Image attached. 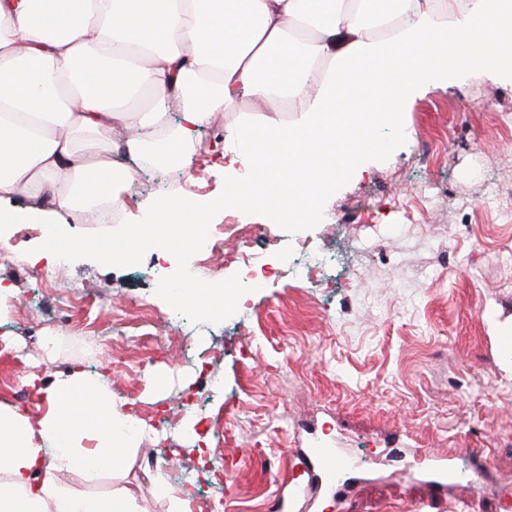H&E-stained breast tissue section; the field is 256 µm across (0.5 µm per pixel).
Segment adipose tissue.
Segmentation results:
<instances>
[{"label": "adipose tissue", "mask_w": 512, "mask_h": 512, "mask_svg": "<svg viewBox=\"0 0 512 512\" xmlns=\"http://www.w3.org/2000/svg\"><path fill=\"white\" fill-rule=\"evenodd\" d=\"M487 4L472 0L461 15L445 0L450 22L439 27L426 0H65L56 17L52 0H0V203L27 201L5 221L122 208L136 163L189 168L215 115L282 98L292 121L234 131L249 176L225 178L223 202L261 209L275 188L289 219L305 221L328 177L358 171L372 127L434 76L421 55L428 39L447 72L512 65V35L476 34ZM138 90L150 91L148 110L126 105ZM146 207L153 222L123 227L130 248L104 264L156 244L175 259L205 235L200 205ZM37 392L38 416L0 405V512H140L128 492L64 482L114 470L118 449L145 433L107 378L75 364Z\"/></svg>", "instance_id": "ef3b65f1"}]
</instances>
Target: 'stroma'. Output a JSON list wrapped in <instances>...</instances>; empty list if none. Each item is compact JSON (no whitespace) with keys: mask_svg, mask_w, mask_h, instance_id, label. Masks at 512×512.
<instances>
[{"mask_svg":"<svg viewBox=\"0 0 512 512\" xmlns=\"http://www.w3.org/2000/svg\"><path fill=\"white\" fill-rule=\"evenodd\" d=\"M252 104L217 116L200 133L206 156L168 182L194 203L224 196V153ZM368 172L336 180L314 217L283 223L279 197L262 210L211 211L209 227L253 224L267 269L242 280L223 253L211 275L233 289L224 313L183 306L170 323L171 292L159 255L143 250L112 267L95 257L121 224H141L156 176L125 199L122 223L68 220L79 251L36 283L42 238L13 225L0 248V278L16 295L0 305V404L16 405L17 379L53 380L72 361L106 371L116 401L165 411L195 433L182 442L146 435L122 465L83 493L122 489L142 512H170L167 489L208 496L222 512H505L512 504V72L471 69L422 90L363 146ZM321 259L311 283L280 269ZM79 312L43 361L42 337L62 308ZM149 313H142V306ZM170 375L158 384L159 375ZM198 405L187 417L186 403ZM344 449L347 485L288 499L295 455L312 440ZM453 458L450 488L429 482L425 455Z\"/></svg>","mask_w":512,"mask_h":512,"instance_id":"1","label":"stroma"}]
</instances>
